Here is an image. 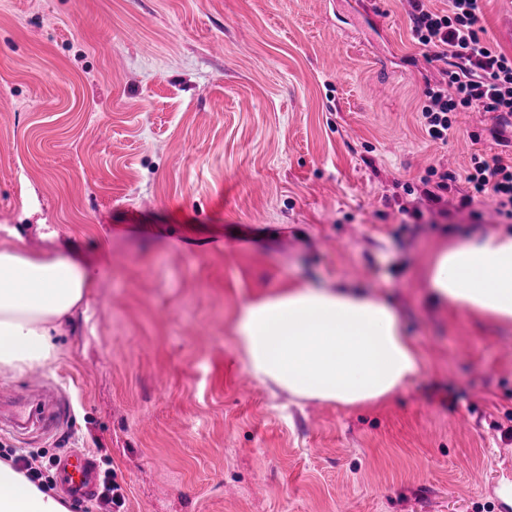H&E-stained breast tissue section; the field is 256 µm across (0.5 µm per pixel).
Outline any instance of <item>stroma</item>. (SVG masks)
I'll list each match as a JSON object with an SVG mask.
<instances>
[{
	"label": "stroma",
	"instance_id": "1",
	"mask_svg": "<svg viewBox=\"0 0 512 512\" xmlns=\"http://www.w3.org/2000/svg\"><path fill=\"white\" fill-rule=\"evenodd\" d=\"M482 25L512 53V0ZM443 75L406 0H0V225L91 265L95 286L45 370L55 436L0 445L92 455L121 512H512V327L436 308L432 246L500 231L491 196L420 205L430 170L504 154L493 114L447 142L421 124ZM354 281L386 299L423 369L371 408L298 400L236 356L241 303ZM101 502L107 506L112 505L111 507L113 511H120L118 509L121 508L125 503L122 487L115 480V475H113L109 470L104 471Z\"/></svg>",
	"mask_w": 512,
	"mask_h": 512
}]
</instances>
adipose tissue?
<instances>
[{
  "mask_svg": "<svg viewBox=\"0 0 512 512\" xmlns=\"http://www.w3.org/2000/svg\"><path fill=\"white\" fill-rule=\"evenodd\" d=\"M0 239V375L38 372L55 336L86 305L94 275L69 255ZM421 276L439 307L512 325V231L474 232L435 248ZM254 381L301 400L368 407L404 390L423 368L399 312L354 282L291 284L244 301L235 327ZM0 512H68L52 491L0 462Z\"/></svg>",
  "mask_w": 512,
  "mask_h": 512,
  "instance_id": "1",
  "label": "adipose tissue"
}]
</instances>
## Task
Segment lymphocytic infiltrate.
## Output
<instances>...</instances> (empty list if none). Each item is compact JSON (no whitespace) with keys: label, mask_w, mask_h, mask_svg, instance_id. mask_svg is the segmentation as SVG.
Listing matches in <instances>:
<instances>
[{"label":"lymphocytic infiltrate","mask_w":512,"mask_h":512,"mask_svg":"<svg viewBox=\"0 0 512 512\" xmlns=\"http://www.w3.org/2000/svg\"><path fill=\"white\" fill-rule=\"evenodd\" d=\"M410 2L413 37L429 63L447 76L426 91L421 117L429 137L447 141L454 132V112L478 110L495 114L494 138L501 146L511 144L506 133L512 130V54L481 39L483 0H448L441 11L431 10L426 0ZM459 179L469 187L461 207L470 206L474 196L489 193L497 201L498 215L512 220V163L499 155L490 160L472 155L464 173H440L423 195L440 204L449 183Z\"/></svg>","instance_id":"obj_1"}]
</instances>
